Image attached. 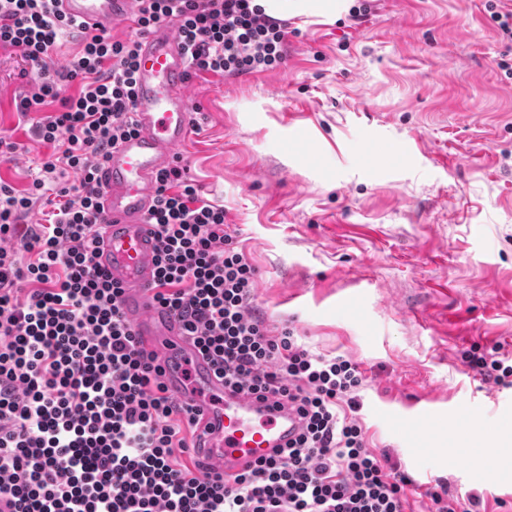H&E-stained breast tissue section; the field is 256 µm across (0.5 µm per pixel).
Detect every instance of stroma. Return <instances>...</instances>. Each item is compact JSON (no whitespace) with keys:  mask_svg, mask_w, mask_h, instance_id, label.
Listing matches in <instances>:
<instances>
[{"mask_svg":"<svg viewBox=\"0 0 512 512\" xmlns=\"http://www.w3.org/2000/svg\"><path fill=\"white\" fill-rule=\"evenodd\" d=\"M332 15L289 9L288 56L272 70L191 75L196 131L179 154L223 204L256 268V306L311 350L364 375L369 448L408 475L405 512L427 488L476 512H512V469L485 433L512 423V385L482 381L470 349L512 357V43L487 0H340ZM368 4L356 21L354 7ZM36 70L0 48V181L29 187L53 150L16 109ZM380 137V151L361 146ZM434 399L428 432L390 411ZM462 430L448 432V416ZM455 444L460 470L438 451Z\"/></svg>","mask_w":512,"mask_h":512,"instance_id":"obj_1","label":"stroma"}]
</instances>
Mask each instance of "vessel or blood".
Wrapping results in <instances>:
<instances>
[{
  "label": "vessel or blood",
  "mask_w": 512,
  "mask_h": 512,
  "mask_svg": "<svg viewBox=\"0 0 512 512\" xmlns=\"http://www.w3.org/2000/svg\"><path fill=\"white\" fill-rule=\"evenodd\" d=\"M66 18L90 31H109L133 19L134 0H58ZM189 64L171 24L162 23L139 39L133 86L136 132L113 148L98 172L101 186L100 270L123 288V310L143 345L163 357L166 383L174 398L190 407L201 437L199 458L216 466L226 482L256 462L274 456L295 440L301 422L294 409L277 406L226 387L211 361L182 335L181 322L152 299L157 270L156 229L147 215L152 185L174 159L193 124L194 103L187 93ZM191 378H184V370ZM430 409L395 411L399 427L428 428Z\"/></svg>",
  "instance_id": "obj_1"
}]
</instances>
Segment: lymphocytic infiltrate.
<instances>
[{"mask_svg":"<svg viewBox=\"0 0 512 512\" xmlns=\"http://www.w3.org/2000/svg\"><path fill=\"white\" fill-rule=\"evenodd\" d=\"M56 3L0 0V46L40 73L18 110L38 113L34 132L55 147L26 194L0 182V498L15 512H404L408 477L367 446L358 364L312 353L256 311V269L238 231L181 158L152 186L153 299L226 385L295 405L297 440L231 485L203 469L195 417L95 263L97 174L136 130L138 35L174 22L193 72L237 76L285 62L287 22L254 0H135L136 34L117 39L84 30ZM67 35L78 51L50 68ZM73 80L77 93L61 95ZM37 205L41 222L23 223Z\"/></svg>","mask_w":512,"mask_h":512,"instance_id":"lymphocytic-infiltrate-1","label":"lymphocytic infiltrate"}]
</instances>
